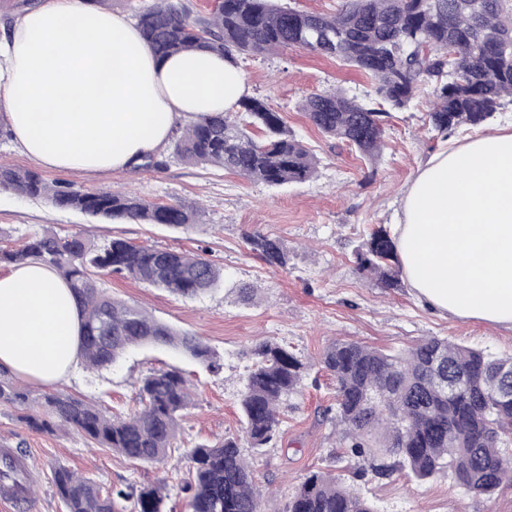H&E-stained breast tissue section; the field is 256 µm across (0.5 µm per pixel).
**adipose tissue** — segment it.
<instances>
[{"mask_svg":"<svg viewBox=\"0 0 512 512\" xmlns=\"http://www.w3.org/2000/svg\"><path fill=\"white\" fill-rule=\"evenodd\" d=\"M238 62L159 58L136 21L42 0L0 36V105L21 150L44 167L124 172L176 124L233 111ZM397 248L415 295L440 313L512 328V130L432 157L408 185ZM80 308L39 261L0 271V369L54 385L80 361Z\"/></svg>","mask_w":512,"mask_h":512,"instance_id":"1","label":"adipose tissue"}]
</instances>
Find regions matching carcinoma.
I'll list each match as a JSON object with an SVG mask.
<instances>
[{
  "label": "carcinoma",
  "instance_id": "1",
  "mask_svg": "<svg viewBox=\"0 0 512 512\" xmlns=\"http://www.w3.org/2000/svg\"><path fill=\"white\" fill-rule=\"evenodd\" d=\"M135 17L146 45L161 58L196 50L235 59L301 48L369 75L374 85L367 99L330 90L310 95L301 109L324 136L370 158L383 146L385 119L419 95L430 99L429 124L443 139L483 127L512 104V0H341L332 15L304 13L282 0H219L202 20L191 18L174 0H154L138 7ZM238 106V112L209 115L184 128L174 140V153L186 163L219 166L268 186L316 176L319 159L288 130L280 113L259 97H245ZM0 187L94 217L174 229L194 226L201 212L189 201L153 203L132 193L51 185L34 168L4 163ZM249 242L268 265L287 264L280 239L255 233ZM32 258L58 270L77 298L87 368H108L144 345L178 348L211 371L222 368L218 355L198 337L106 294L97 279L119 274L195 298L222 277L203 256L120 238L98 242L81 230L61 236L44 229L17 246L0 247V265ZM356 262L359 272L380 287H401L402 266L387 229L369 233ZM254 355L241 409L249 444L261 448L279 428L283 398L301 392L307 365L274 341L260 343ZM320 364L336 382V421L353 455L395 457L418 479L448 468L476 495L490 496L512 482V395H501L504 376H512V355L491 357L431 336L398 353L335 341ZM453 377L460 385L450 392L446 382ZM192 399L183 373L169 369L142 379L140 408L127 415H107L92 401L61 392L44 396L38 408L9 374L0 375V406L21 411L30 428L72 427L147 465L162 463L175 447L182 413ZM188 458L185 512H269L238 439L198 444ZM53 482L65 512H165L160 482L105 491L65 466L54 470ZM284 512L376 510L336 477L313 472L288 497Z\"/></svg>",
  "mask_w": 512,
  "mask_h": 512
}]
</instances>
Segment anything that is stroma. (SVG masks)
<instances>
[{
	"mask_svg": "<svg viewBox=\"0 0 512 512\" xmlns=\"http://www.w3.org/2000/svg\"><path fill=\"white\" fill-rule=\"evenodd\" d=\"M250 95L264 98L287 127L320 160L316 178L280 188L253 182L223 168L188 165L164 148L162 168L87 175L42 168L50 182L84 192L132 190L150 202L196 200L197 224L173 230L133 221L100 220L52 207L0 188V243L16 244L30 232L87 230L95 239L124 238L134 243L202 254L223 272L210 293L185 299L119 275L104 277L107 293L138 305L159 321L199 337L220 356L213 372L179 350L147 346L130 350L101 371L77 366L59 392L99 402L114 413L139 407L141 379L154 370L176 369L191 380L194 402L185 411L181 433L158 465L134 464L91 444L73 429L35 431L17 411L0 406V451L29 459L39 485L40 512H63L53 486L57 466L94 478L107 489L167 482L168 512H181L187 452L242 433V378L255 362V347L268 339L285 344L311 368L302 392L280 406L281 424L265 447L244 448L258 486L271 492V512H281L289 496L314 472H329L369 499L376 512H512V483L492 496H478L442 472L421 481L400 467L378 475L370 457L351 453L336 430L335 383L317 361L333 341H358L400 350L428 336L448 339L494 355L512 354V329L440 314L419 300L411 286L376 287L356 270L355 251L377 226L393 229L401 219L403 193L419 168L447 144L431 129L426 97L393 113L385 125L384 148L367 159L350 146L324 137L304 116L303 100L330 88L364 98L371 78L340 62L292 48L267 57L246 58ZM279 238L288 264L272 268L253 254L254 232ZM254 286L253 298L241 290Z\"/></svg>",
	"mask_w": 512,
	"mask_h": 512,
	"instance_id": "35a3bbf8",
	"label": "stroma"
}]
</instances>
